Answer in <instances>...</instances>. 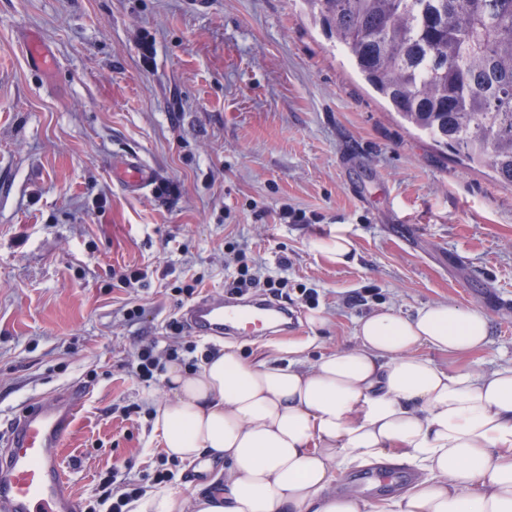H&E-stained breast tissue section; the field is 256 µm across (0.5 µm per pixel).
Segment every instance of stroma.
<instances>
[{"label":"stroma","instance_id":"1","mask_svg":"<svg viewBox=\"0 0 512 512\" xmlns=\"http://www.w3.org/2000/svg\"><path fill=\"white\" fill-rule=\"evenodd\" d=\"M34 38L48 68L29 59ZM128 156L157 173L137 197L112 173ZM339 224L355 245L345 265L310 246ZM242 243L265 274L287 256L298 324L260 340L187 333L196 359L308 340L313 362L354 345L372 311L448 302L482 309L489 341L424 357L477 374L512 363V186L405 123L304 0H0V430L86 388L56 450L81 505L114 467L215 488L223 461L194 479L147 412L120 409L148 390L130 372L135 346L182 315L173 287L223 294ZM134 268L148 276L129 288L120 275ZM130 301L139 320L123 315ZM317 312L324 325L310 324Z\"/></svg>","mask_w":512,"mask_h":512}]
</instances>
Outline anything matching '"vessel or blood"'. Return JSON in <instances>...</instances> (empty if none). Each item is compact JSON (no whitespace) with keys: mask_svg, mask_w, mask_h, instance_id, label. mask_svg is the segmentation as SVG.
I'll return each instance as SVG.
<instances>
[{"mask_svg":"<svg viewBox=\"0 0 512 512\" xmlns=\"http://www.w3.org/2000/svg\"><path fill=\"white\" fill-rule=\"evenodd\" d=\"M114 173L128 192L152 185L155 171L136 157L120 160ZM289 313L262 297L245 303L235 296L204 297L186 308L183 319L199 335H270ZM83 389L43 397L25 407L13 431L0 440V512H78L56 449L68 435Z\"/></svg>","mask_w":512,"mask_h":512,"instance_id":"obj_1","label":"vessel or blood"}]
</instances>
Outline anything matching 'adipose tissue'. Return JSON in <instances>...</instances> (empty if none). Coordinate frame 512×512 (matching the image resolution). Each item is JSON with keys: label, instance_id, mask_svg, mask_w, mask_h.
<instances>
[{"label": "adipose tissue", "instance_id": "adipose-tissue-1", "mask_svg": "<svg viewBox=\"0 0 512 512\" xmlns=\"http://www.w3.org/2000/svg\"><path fill=\"white\" fill-rule=\"evenodd\" d=\"M476 307L439 302L360 318L354 346L314 365H273L224 347L195 375L173 363L165 399L144 395L167 457L222 459L224 484L146 492L131 512H512V365L477 375L420 356L483 349ZM407 465L401 493L343 491L351 469Z\"/></svg>", "mask_w": 512, "mask_h": 512}]
</instances>
